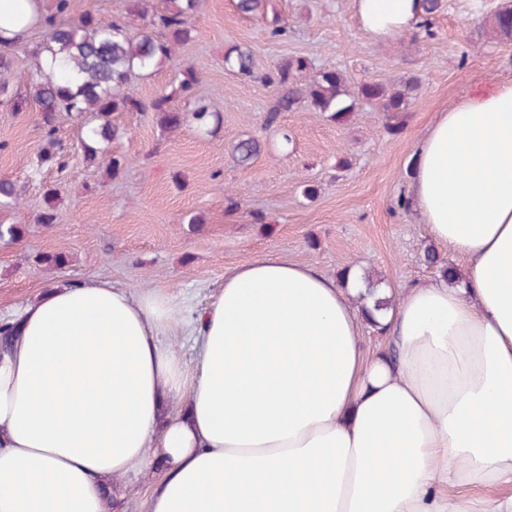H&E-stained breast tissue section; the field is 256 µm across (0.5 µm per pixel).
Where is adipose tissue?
<instances>
[{
  "mask_svg": "<svg viewBox=\"0 0 512 512\" xmlns=\"http://www.w3.org/2000/svg\"><path fill=\"white\" fill-rule=\"evenodd\" d=\"M43 6L0 0V36ZM353 6L373 40L421 22V0ZM405 203L466 266L377 314L385 352L357 280L275 256L195 317L96 278L43 292L0 350V512H119L113 478L152 461L147 512H512V81L437 113Z\"/></svg>",
  "mask_w": 512,
  "mask_h": 512,
  "instance_id": "1",
  "label": "adipose tissue"
}]
</instances>
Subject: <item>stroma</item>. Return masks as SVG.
Segmentation results:
<instances>
[{"label": "stroma", "mask_w": 512, "mask_h": 512, "mask_svg": "<svg viewBox=\"0 0 512 512\" xmlns=\"http://www.w3.org/2000/svg\"><path fill=\"white\" fill-rule=\"evenodd\" d=\"M287 37L271 38L261 18L240 14L234 0H199L196 37L128 88L144 108L117 112L120 134L111 144L123 167L111 175L89 163L80 146L83 120L58 116L60 166L36 168L45 141L40 116L0 103V180H11L18 199L0 204V224L22 225V237L0 242V317L34 301L62 281L102 278L138 293L173 294L193 312L213 299L226 270L273 255L311 265L338 278L341 270L372 268L392 292L435 280L424 251L456 263L434 244L427 227L398 200L406 193L413 154L436 112L463 93H488L512 80V41L491 29L492 16L512 0H446L430 29L384 41L359 28L352 0H278ZM248 48L255 74L225 71L232 46ZM306 58L311 72H341L349 89L370 80L401 84L415 79L410 104L389 123L358 102L342 120L302 107L265 118L276 91L266 79L277 63ZM193 66L201 81L171 101L179 112L205 106L219 111L211 134L194 124L162 131L149 105L170 94L176 71ZM262 137L264 152L237 165L232 143ZM311 185L314 196L303 193ZM59 189L58 221L43 224L47 186ZM200 223H190V216ZM60 254L64 264L46 262ZM161 474L148 465L118 477L126 512H145Z\"/></svg>", "instance_id": "1"}]
</instances>
